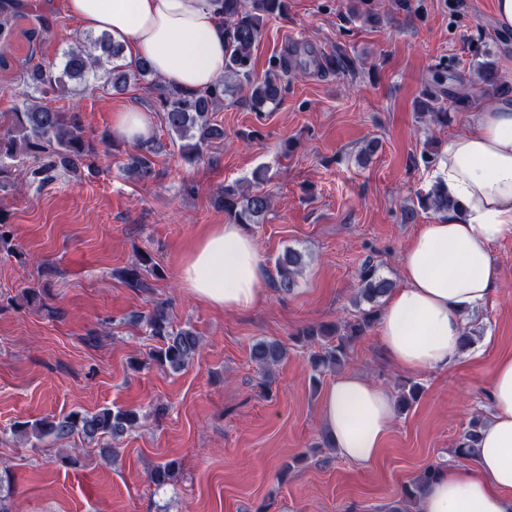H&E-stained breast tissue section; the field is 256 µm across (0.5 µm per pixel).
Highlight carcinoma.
Segmentation results:
<instances>
[{"mask_svg": "<svg viewBox=\"0 0 512 512\" xmlns=\"http://www.w3.org/2000/svg\"><path fill=\"white\" fill-rule=\"evenodd\" d=\"M224 14L225 65L224 77L202 90L184 94L173 91L156 80L151 65L146 60L123 63V46L112 41L109 34H89L77 38L64 52L61 65L38 62L25 68L18 87L10 90L14 106L10 120L0 123V190L9 184L26 182L40 191L63 175L75 176L84 166H91L103 159L99 145L106 138L96 141L87 136L81 112L72 107L66 111L46 104L52 99L92 94L98 89L123 92L132 81H145L156 91L155 103L161 112V120L169 135L183 141L181 157L189 163H197L208 154L213 144L224 140V127L212 120V114L222 106L224 97L247 90L243 101L253 112H263L278 107L284 96L282 78L268 75L256 80L251 75V49L256 42L264 20L280 16L286 11V0H220ZM23 7L21 0H0V36ZM313 63L321 68L338 72L356 69L355 60L340 53L334 57L318 58L307 50ZM296 49L291 55H283L274 61V68L288 73L292 69H303ZM98 81L88 85L90 80ZM477 81L494 87L502 94L506 87L496 83L489 64L478 67ZM422 107L436 123L448 124L446 109L440 104L438 90L427 88L423 93ZM160 146L150 139L135 144L128 155L127 169L141 181L155 177L153 157ZM265 179L262 171L254 174V187L246 191L227 188L218 198L233 224H261L270 211V196L259 189ZM456 208L448 193L434 187L418 197V206L408 205L402 211L405 223L413 222L418 210L445 216ZM304 254L287 248L274 261L276 277L273 287L289 293L297 286V277L304 266ZM156 265L149 254L140 257L139 263L121 271L122 280L131 288H144V273L155 272ZM358 292L353 301L356 312L347 320L319 323L299 330L293 340L317 344L320 351L311 359L312 381L320 383L323 371L342 368L348 360L350 345L363 336L378 320L381 299L393 289L394 283L378 271V267L367 261L359 271ZM370 304L364 309L361 303ZM150 335L159 338L163 346L152 354V359L163 369L171 372L183 370L198 354L201 341L190 325L173 328L168 311L160 306L145 317ZM288 355V347L279 340H260L252 345L251 358L261 368L269 371ZM422 392V385L412 379L402 384L396 401V412L408 411ZM138 415L133 410H112L103 407L94 412L72 410L59 416L52 415L33 423L17 422L11 432L40 443L57 444L78 437L89 444H96L107 457L117 455L106 439L113 441L132 430ZM484 422L472 418L465 427L462 441L456 448L460 457L473 459L476 456ZM176 462L157 465L149 473V480L156 486L169 484ZM440 467L431 464L425 467L408 485L402 488L401 497L393 502L388 512H412L422 490L439 474Z\"/></svg>", "mask_w": 512, "mask_h": 512, "instance_id": "carcinoma-1", "label": "carcinoma"}]
</instances>
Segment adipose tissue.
I'll return each mask as SVG.
<instances>
[{
    "label": "adipose tissue",
    "instance_id": "adipose-tissue-1",
    "mask_svg": "<svg viewBox=\"0 0 512 512\" xmlns=\"http://www.w3.org/2000/svg\"><path fill=\"white\" fill-rule=\"evenodd\" d=\"M87 32L105 31L130 57L149 60L169 88L191 92L224 74V18L217 0H67ZM470 131L449 138L436 185L458 206L425 225L406 250L402 287L379 324L384 353L407 371L445 368L460 350L465 310L495 291V244L512 239V102L475 110ZM265 271L239 224H218L183 263L184 288L224 310L254 305ZM493 414L481 434L476 468H444L422 492L421 512H512V357L490 380ZM395 418L393 397L357 373L336 378L321 401L323 432L337 454L361 466L378 457Z\"/></svg>",
    "mask_w": 512,
    "mask_h": 512
}]
</instances>
